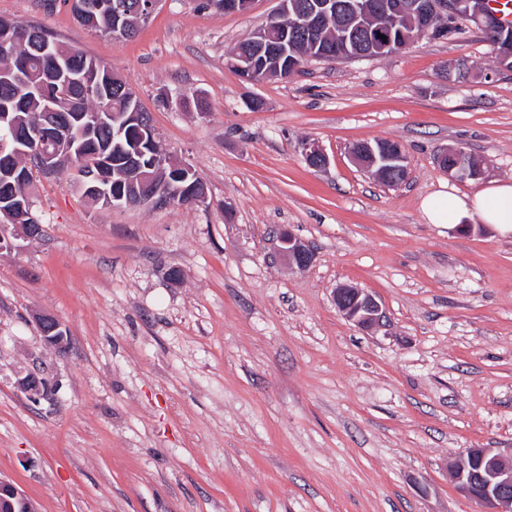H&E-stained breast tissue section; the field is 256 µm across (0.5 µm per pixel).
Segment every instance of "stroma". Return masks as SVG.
Returning <instances> with one entry per match:
<instances>
[{
    "mask_svg": "<svg viewBox=\"0 0 512 512\" xmlns=\"http://www.w3.org/2000/svg\"><path fill=\"white\" fill-rule=\"evenodd\" d=\"M202 2L160 0L126 40L66 0H0L112 67L209 196L101 208L71 169L37 178L46 234L0 254V478L40 512H480L449 464L512 450V233L427 223L420 202L480 188L440 168L451 148L512 180V71L467 27L251 83L228 59L279 0ZM378 139L399 143L401 185L351 161ZM346 284L381 303L377 330L338 311ZM34 371L56 386L37 405L18 387ZM282 252L287 256L289 264L298 269L307 268L312 263V253L300 241L291 235L281 237ZM47 321L53 322V327L49 330L44 328ZM37 323L44 343L55 347L59 351L66 349L67 331L60 321L50 315H39L37 317Z\"/></svg>",
    "mask_w": 512,
    "mask_h": 512,
    "instance_id": "35a3bbf8",
    "label": "stroma"
}]
</instances>
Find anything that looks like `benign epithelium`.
Here are the masks:
<instances>
[{"instance_id":"7a95c632","label":"benign epithelium","mask_w":512,"mask_h":512,"mask_svg":"<svg viewBox=\"0 0 512 512\" xmlns=\"http://www.w3.org/2000/svg\"><path fill=\"white\" fill-rule=\"evenodd\" d=\"M280 12L271 17L258 32L257 41L264 43L275 29L280 19L289 13L288 0H281ZM336 18L334 0H315L311 8L303 12H294L292 25L296 29L318 31L325 27L332 28ZM468 23L481 31H497L501 34L499 43L509 44L512 36L509 29L501 24L496 15L488 9L487 0H398L389 4L383 12V21L375 28L386 39L375 43L377 54L397 53L406 44L393 39L390 32L403 25L414 27L421 25L424 34L433 38H448L458 32L462 23ZM229 66L236 69L240 77L254 82L281 75L280 68L260 70L248 59L233 56ZM350 155L356 163L372 171L379 181L394 172L408 174L406 158L400 146L364 142L361 147L351 148ZM304 158L307 165L322 170L329 164V157L316 141L304 144ZM129 163L137 167L140 188L154 182L157 172L155 167L142 165L140 159L129 155ZM439 166L448 172V176L459 180H477L484 174L482 165L469 153L454 148L441 155ZM77 184L86 198L106 206L130 203V198L117 189L105 185V177L100 168L89 167L76 170ZM45 233L41 224H16L14 233L7 234L0 225V252L14 249L13 240L22 238L36 240ZM282 252L289 264L298 269H305L312 263V253L300 241L291 235L281 237ZM334 300L339 312L357 326L372 329L383 323L382 306L375 297L355 286H342L336 289ZM37 323L44 343L64 350L67 347L66 328L50 315H40ZM19 388L29 398L38 401L49 392L46 381L37 377H28L19 381ZM451 470L459 489L480 503L483 512H501V507L512 504V452L504 455L491 448H472L455 460ZM0 512H39L36 502L22 490L0 478Z\"/></svg>"}]
</instances>
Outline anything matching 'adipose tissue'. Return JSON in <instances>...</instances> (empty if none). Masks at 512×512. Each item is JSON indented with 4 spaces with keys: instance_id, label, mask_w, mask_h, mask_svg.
Wrapping results in <instances>:
<instances>
[{
    "instance_id": "adipose-tissue-1",
    "label": "adipose tissue",
    "mask_w": 512,
    "mask_h": 512,
    "mask_svg": "<svg viewBox=\"0 0 512 512\" xmlns=\"http://www.w3.org/2000/svg\"><path fill=\"white\" fill-rule=\"evenodd\" d=\"M421 210L431 224L457 226L476 219L512 231V182L493 179L471 195L444 189L424 198Z\"/></svg>"
}]
</instances>
